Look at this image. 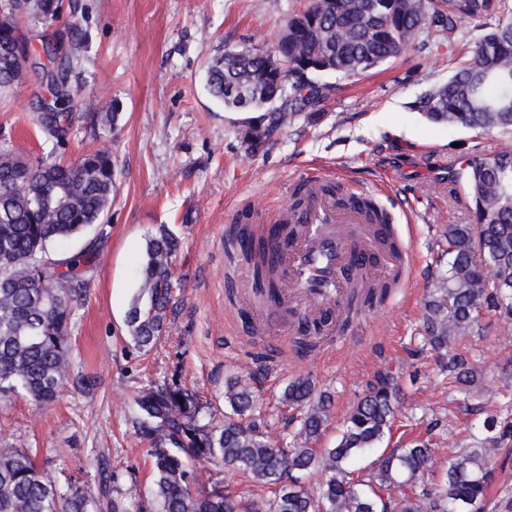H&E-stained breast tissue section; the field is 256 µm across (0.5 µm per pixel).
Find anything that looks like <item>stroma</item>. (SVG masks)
<instances>
[{
	"label": "stroma",
	"mask_w": 512,
	"mask_h": 512,
	"mask_svg": "<svg viewBox=\"0 0 512 512\" xmlns=\"http://www.w3.org/2000/svg\"><path fill=\"white\" fill-rule=\"evenodd\" d=\"M74 10L52 23L22 18L32 47L78 24L82 51L67 61L75 97L62 141H45L30 119L47 87L28 73L0 92V148L32 161L76 160L109 149L115 161L112 208L88 293L70 330L72 366L60 397L39 405L24 395L0 400V446L28 448L56 481L97 487L106 458L110 497L118 512H158L146 439L134 399L139 390L172 381L196 389L207 407L199 424L224 414V388L242 379L251 390L260 430L289 441L301 413L283 405L285 387L312 379L330 395V420L318 447L336 443L345 415L374 386L389 385L396 414L384 447L423 439L434 464L418 481L431 488L449 453L484 437V414L496 407L512 418V314L487 312L481 335L458 337L457 350L478 370L459 390L424 341V301L446 268L443 232L472 221L454 172L461 158L492 154L495 132L433 122L409 104L445 81L455 64L416 42L400 58L363 75L329 78L317 121L297 120L248 149L244 129L208 92L209 67L225 50L272 48L292 12L308 0H73ZM113 123H102L105 113ZM311 176L373 189L413 244L412 287L354 319L361 341L280 366L256 339L233 332L238 315L228 302L239 270L226 267L227 230L238 212L270 217L288 208L295 187ZM161 224L181 239L173 260L165 332L145 352L128 335L126 315L138 289L146 240ZM85 377L86 387L75 385Z\"/></svg>",
	"instance_id": "1"
}]
</instances>
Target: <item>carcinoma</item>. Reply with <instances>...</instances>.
<instances>
[{
  "mask_svg": "<svg viewBox=\"0 0 512 512\" xmlns=\"http://www.w3.org/2000/svg\"><path fill=\"white\" fill-rule=\"evenodd\" d=\"M65 0H24V13L54 20ZM512 3L509 0H309L288 18L275 53L224 52L207 72L213 98L230 108L277 105L272 126L283 128L300 116L313 119L327 98L325 77L362 75L401 57L421 36L437 37L436 50L462 56L448 79L425 90L414 109L434 122L505 136L491 156L466 158L458 179L473 204L470 224H450L444 232L447 274L425 301L428 342L440 353L441 370L464 384L469 360L452 342L479 328L483 310L500 303L512 309ZM20 13L0 10V90L13 86L15 57L4 49L21 32ZM482 21L479 31L462 27ZM297 75L307 89L301 101L279 69ZM50 97L35 124L46 138L67 134L73 100L65 92L63 71L40 64ZM234 84L245 101L228 102ZM115 163L107 149L83 154L70 164L31 163L0 149V400L20 392L40 405L54 402L69 374V332L74 304L84 300L95 260L94 241L66 258L51 249L81 237L102 223L112 206ZM232 258L249 264L260 300L270 301L275 284V251L251 224L232 229ZM180 239L167 224L146 244L141 286L127 312L129 336L140 349H152L164 332L173 288V259ZM376 296L357 292L349 315L371 310ZM284 401L303 408L301 426L288 445L243 418L254 409L247 385L237 380L224 392L230 413L220 426L200 425L198 395L174 382L142 391L137 399L140 425L148 439L154 494L161 512H251L249 503L227 487L200 490L199 470L220 464L269 489L268 512H485L493 477L492 455L512 442V422L489 409L488 435L474 448H459L424 497L395 501L384 492L413 487L432 462L430 443L383 451L366 475L352 462L379 447L395 419L392 397L383 389L364 396L343 420L332 448L315 442L329 419L330 397L315 394L307 378L284 391ZM319 474L315 488L302 483ZM110 489L101 480L97 494L71 483L63 492L24 448H0V512H91L92 504L112 509Z\"/></svg>",
  "mask_w": 512,
  "mask_h": 512,
  "instance_id": "obj_1",
  "label": "carcinoma"
}]
</instances>
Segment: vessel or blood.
<instances>
[{
    "mask_svg": "<svg viewBox=\"0 0 512 512\" xmlns=\"http://www.w3.org/2000/svg\"><path fill=\"white\" fill-rule=\"evenodd\" d=\"M309 204L290 234L272 236L259 225L277 252V290L281 303L297 307L313 320L331 315L343 324L351 289L408 288L413 284L414 254L394 225L379 224L363 208L369 189L354 191L339 203L309 184Z\"/></svg>",
    "mask_w": 512,
    "mask_h": 512,
    "instance_id": "vessel-or-blood-1",
    "label": "vessel or blood"
}]
</instances>
